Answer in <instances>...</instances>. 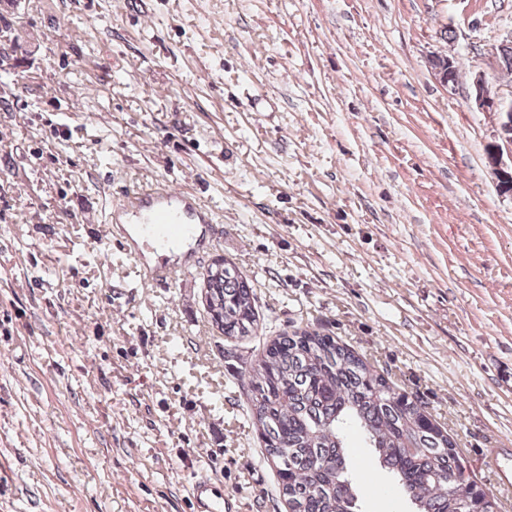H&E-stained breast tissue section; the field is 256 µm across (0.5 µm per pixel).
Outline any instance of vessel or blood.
<instances>
[{
	"label": "vessel or blood",
	"instance_id": "b4317fda",
	"mask_svg": "<svg viewBox=\"0 0 512 512\" xmlns=\"http://www.w3.org/2000/svg\"><path fill=\"white\" fill-rule=\"evenodd\" d=\"M113 211L118 220L133 223V231L124 236L133 251L147 242L161 251L183 249L196 240L200 224L206 221L205 212L186 194L171 192L161 184L125 195ZM190 495L197 512H228L230 508L222 491L206 480L195 481Z\"/></svg>",
	"mask_w": 512,
	"mask_h": 512
}]
</instances>
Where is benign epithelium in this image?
Listing matches in <instances>:
<instances>
[{
	"mask_svg": "<svg viewBox=\"0 0 512 512\" xmlns=\"http://www.w3.org/2000/svg\"><path fill=\"white\" fill-rule=\"evenodd\" d=\"M430 68L443 87L450 90L455 88L451 73L439 65L435 55L430 59ZM468 102L479 111L498 115V141L491 144L487 161L499 182L512 175V96L504 97L491 90L485 76L479 73L470 84Z\"/></svg>",
	"mask_w": 512,
	"mask_h": 512,
	"instance_id": "1",
	"label": "benign epithelium"
}]
</instances>
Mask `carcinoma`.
<instances>
[{"label": "carcinoma", "instance_id": "carcinoma-1", "mask_svg": "<svg viewBox=\"0 0 512 512\" xmlns=\"http://www.w3.org/2000/svg\"><path fill=\"white\" fill-rule=\"evenodd\" d=\"M208 287L231 356L240 340L259 335L254 288L225 259L211 264ZM241 376L288 512H361L363 478L352 472L347 447L352 433L391 474L410 512H495L491 497L463 490L457 444L426 404L333 337L309 330L277 336Z\"/></svg>", "mask_w": 512, "mask_h": 512}]
</instances>
